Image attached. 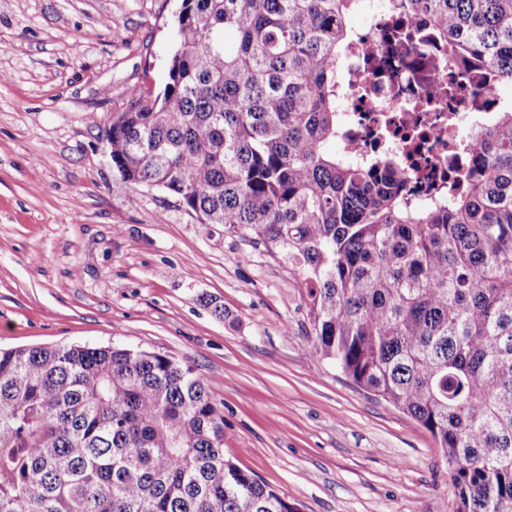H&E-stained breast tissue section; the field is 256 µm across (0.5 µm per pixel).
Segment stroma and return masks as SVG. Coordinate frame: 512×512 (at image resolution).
I'll return each mask as SVG.
<instances>
[{
    "mask_svg": "<svg viewBox=\"0 0 512 512\" xmlns=\"http://www.w3.org/2000/svg\"><path fill=\"white\" fill-rule=\"evenodd\" d=\"M178 7L0 0V347L191 365L223 405L225 458L302 512H454L431 434L315 357L284 253L113 170L105 130L131 87H163Z\"/></svg>",
    "mask_w": 512,
    "mask_h": 512,
    "instance_id": "stroma-1",
    "label": "stroma"
}]
</instances>
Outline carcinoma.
<instances>
[{
  "label": "carcinoma",
  "mask_w": 512,
  "mask_h": 512,
  "mask_svg": "<svg viewBox=\"0 0 512 512\" xmlns=\"http://www.w3.org/2000/svg\"><path fill=\"white\" fill-rule=\"evenodd\" d=\"M358 2L181 0L161 92L105 131L112 168L282 249L315 354L430 432L455 512H512V108L445 203L415 204L394 153L330 150ZM394 2L477 88L512 82V0ZM223 437L171 356L0 348V512H300Z\"/></svg>",
  "instance_id": "obj_1"
}]
</instances>
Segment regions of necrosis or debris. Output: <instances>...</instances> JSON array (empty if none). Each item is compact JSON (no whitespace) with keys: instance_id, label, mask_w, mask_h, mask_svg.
Returning a JSON list of instances; mask_svg holds the SVG:
<instances>
[{"instance_id":"4bbe7bcc","label":"necrosis or debris","mask_w":512,"mask_h":512,"mask_svg":"<svg viewBox=\"0 0 512 512\" xmlns=\"http://www.w3.org/2000/svg\"><path fill=\"white\" fill-rule=\"evenodd\" d=\"M393 0H373L342 74L341 105L349 115L346 149L359 155L380 147L397 153L413 201L447 192L451 163L467 165L483 135L475 116L495 103L476 93L448 61L424 15L407 19L418 43L400 42Z\"/></svg>"}]
</instances>
